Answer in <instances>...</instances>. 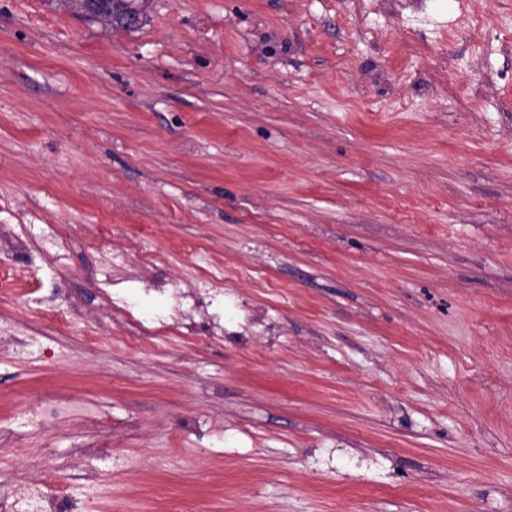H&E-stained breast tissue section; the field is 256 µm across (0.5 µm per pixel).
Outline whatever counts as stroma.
I'll return each mask as SVG.
<instances>
[{"label": "stroma", "mask_w": 512, "mask_h": 512, "mask_svg": "<svg viewBox=\"0 0 512 512\" xmlns=\"http://www.w3.org/2000/svg\"><path fill=\"white\" fill-rule=\"evenodd\" d=\"M142 11L0 0V498L512 512V0ZM74 1L77 0H63V2H69L74 10L88 19L100 18L122 28H133L139 23L141 10L136 6L139 0H92L97 5L98 10L91 13L95 14L98 18L84 13L80 4Z\"/></svg>", "instance_id": "stroma-1"}]
</instances>
